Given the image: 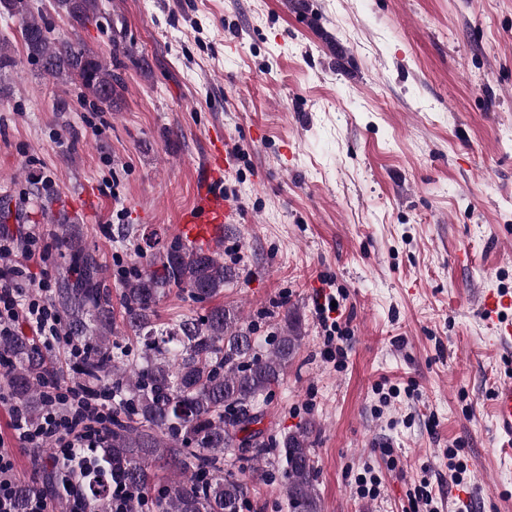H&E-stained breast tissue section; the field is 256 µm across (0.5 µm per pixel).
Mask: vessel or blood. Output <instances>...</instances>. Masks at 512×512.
Wrapping results in <instances>:
<instances>
[{
	"mask_svg": "<svg viewBox=\"0 0 512 512\" xmlns=\"http://www.w3.org/2000/svg\"><path fill=\"white\" fill-rule=\"evenodd\" d=\"M230 146L213 140L208 147L203 180L194 203L184 211L178 234L188 245L210 250L216 247L226 225L235 223L238 208L225 195L224 177L233 165ZM482 312L494 321L501 342L512 343V319H501L503 310L512 308V296L491 291L479 298ZM494 428L503 443H512V375H507L492 391Z\"/></svg>",
	"mask_w": 512,
	"mask_h": 512,
	"instance_id": "vessel-or-blood-1",
	"label": "vessel or blood"
}]
</instances>
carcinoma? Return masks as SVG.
<instances>
[{
	"label": "carcinoma",
	"instance_id": "cac0c4a2",
	"mask_svg": "<svg viewBox=\"0 0 512 512\" xmlns=\"http://www.w3.org/2000/svg\"><path fill=\"white\" fill-rule=\"evenodd\" d=\"M74 27L100 25V0H52ZM0 14L20 22L27 57L44 75L74 76L100 101L114 103L121 79L93 50L51 35L33 0H0ZM61 270L51 302L59 332L84 347L73 379L112 395V424L81 486L95 512H110L112 486H126L125 512H244L255 485L278 466L288 512H322L313 460L312 425L274 434L252 430L262 404L281 384L302 337L285 317L271 336L253 335L241 311L215 304L203 315L161 321L162 302L175 293L192 303L217 298L241 268L224 256L148 238L121 270V324L130 347L116 339L112 291L96 249L72 226L54 224ZM0 358L11 395L37 421L41 384L53 369L52 351L17 333L0 336ZM46 493L59 477L43 468Z\"/></svg>",
	"mask_w": 512,
	"mask_h": 512
}]
</instances>
